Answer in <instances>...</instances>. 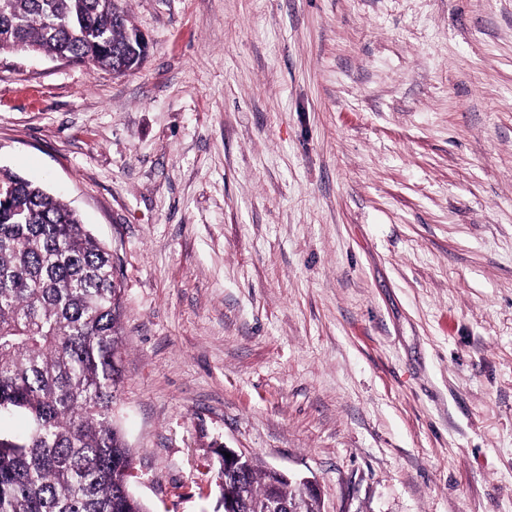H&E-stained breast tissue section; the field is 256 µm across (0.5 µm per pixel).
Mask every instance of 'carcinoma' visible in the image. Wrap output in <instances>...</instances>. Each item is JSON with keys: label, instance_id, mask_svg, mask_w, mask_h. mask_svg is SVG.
Returning <instances> with one entry per match:
<instances>
[{"label": "carcinoma", "instance_id": "obj_1", "mask_svg": "<svg viewBox=\"0 0 512 512\" xmlns=\"http://www.w3.org/2000/svg\"><path fill=\"white\" fill-rule=\"evenodd\" d=\"M126 12L102 0H0V53L63 57L124 76L146 52ZM0 512H149L131 491L132 456L112 422L122 383L123 288L112 255L42 184L0 171ZM240 512L302 489L249 458L219 484Z\"/></svg>", "mask_w": 512, "mask_h": 512}]
</instances>
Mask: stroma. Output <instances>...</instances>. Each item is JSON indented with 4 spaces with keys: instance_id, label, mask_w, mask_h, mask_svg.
<instances>
[{
    "instance_id": "1",
    "label": "stroma",
    "mask_w": 512,
    "mask_h": 512,
    "mask_svg": "<svg viewBox=\"0 0 512 512\" xmlns=\"http://www.w3.org/2000/svg\"><path fill=\"white\" fill-rule=\"evenodd\" d=\"M124 6L128 75L0 53V170L113 256L133 491L512 512V0ZM225 453H231V459L225 457ZM248 455L245 453H238L236 451L224 448V474H236L226 477L221 484L218 485L220 489V497L218 504L225 498L240 500L242 507L240 512H269L268 502L272 495L283 499L293 500L284 506L285 511H272V512H304L303 500L298 498L302 497H319L318 488L310 481H300L303 492L300 486L288 478L281 475L284 471L273 468L278 473L274 472L272 468L263 469L257 462L250 457L243 460ZM241 466V467H240ZM242 486L247 490L244 498H241L240 491ZM224 512H238V503L233 500H224Z\"/></svg>"
}]
</instances>
